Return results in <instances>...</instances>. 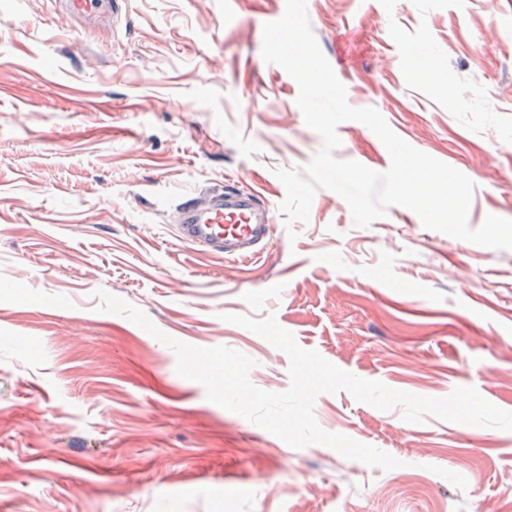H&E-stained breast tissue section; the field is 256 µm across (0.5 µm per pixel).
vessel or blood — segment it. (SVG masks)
I'll return each mask as SVG.
<instances>
[{"mask_svg": "<svg viewBox=\"0 0 512 512\" xmlns=\"http://www.w3.org/2000/svg\"><path fill=\"white\" fill-rule=\"evenodd\" d=\"M78 18H91L116 9L115 0H60ZM273 215L258 192L225 183L177 206L178 237L228 259L246 261L257 256L269 235Z\"/></svg>", "mask_w": 512, "mask_h": 512, "instance_id": "1", "label": "vessel or blood"}]
</instances>
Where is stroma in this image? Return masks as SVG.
Listing matches in <instances>:
<instances>
[{"instance_id":"1","label":"stroma","mask_w":512,"mask_h":512,"mask_svg":"<svg viewBox=\"0 0 512 512\" xmlns=\"http://www.w3.org/2000/svg\"><path fill=\"white\" fill-rule=\"evenodd\" d=\"M285 0H121L113 21L55 0H0V512H512V431L412 424L345 391L319 425L399 460L384 471L300 449L207 400L172 349L97 311L102 289L164 333L255 362L269 392L285 353L223 321L275 315L358 377L441 398L475 387L512 411V250L390 207L354 226L318 191L289 240L278 168L322 147L298 85L261 56ZM349 103L476 185L469 224L512 219V0H307ZM337 158L383 172L363 123ZM242 181L275 209L241 262L172 230L184 198Z\"/></svg>"}]
</instances>
